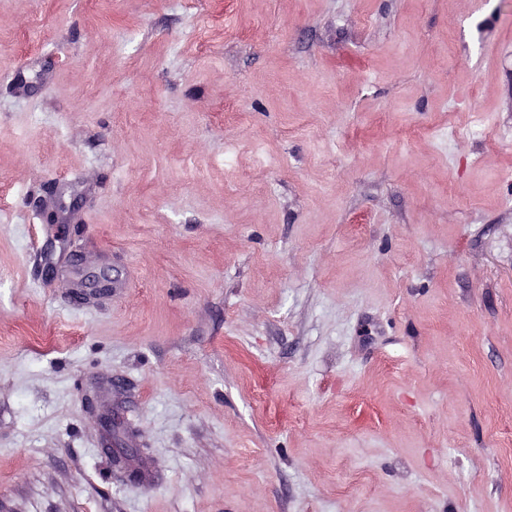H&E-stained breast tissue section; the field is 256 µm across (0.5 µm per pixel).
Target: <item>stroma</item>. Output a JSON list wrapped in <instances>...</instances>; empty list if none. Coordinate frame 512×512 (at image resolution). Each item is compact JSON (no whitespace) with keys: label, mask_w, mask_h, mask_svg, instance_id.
Returning <instances> with one entry per match:
<instances>
[{"label":"stroma","mask_w":512,"mask_h":512,"mask_svg":"<svg viewBox=\"0 0 512 512\" xmlns=\"http://www.w3.org/2000/svg\"><path fill=\"white\" fill-rule=\"evenodd\" d=\"M0 512H512V0H0Z\"/></svg>","instance_id":"35a3bbf8"}]
</instances>
